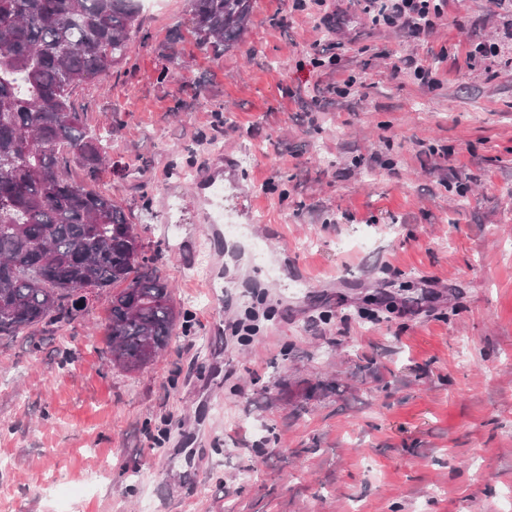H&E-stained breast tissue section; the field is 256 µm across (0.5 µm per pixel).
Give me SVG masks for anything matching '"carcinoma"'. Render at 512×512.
Here are the masks:
<instances>
[{"mask_svg":"<svg viewBox=\"0 0 512 512\" xmlns=\"http://www.w3.org/2000/svg\"><path fill=\"white\" fill-rule=\"evenodd\" d=\"M252 8L188 0L189 34L222 56ZM138 14V0H0V338L77 320L90 280L110 307L106 354L128 372L168 347L180 311L124 208L69 168L93 176L107 161L71 97L126 58Z\"/></svg>","mask_w":512,"mask_h":512,"instance_id":"cac0c4a2","label":"carcinoma"}]
</instances>
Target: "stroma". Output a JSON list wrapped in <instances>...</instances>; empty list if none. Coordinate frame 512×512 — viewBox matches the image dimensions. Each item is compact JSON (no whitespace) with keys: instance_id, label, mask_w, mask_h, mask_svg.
Returning a JSON list of instances; mask_svg holds the SVG:
<instances>
[{"instance_id":"35a3bbf8","label":"stroma","mask_w":512,"mask_h":512,"mask_svg":"<svg viewBox=\"0 0 512 512\" xmlns=\"http://www.w3.org/2000/svg\"><path fill=\"white\" fill-rule=\"evenodd\" d=\"M336 6L254 0L215 60L187 0H141L126 61L74 92L109 160L69 173L182 317L132 373L101 294L0 339V512H512V0H448L420 38Z\"/></svg>"}]
</instances>
